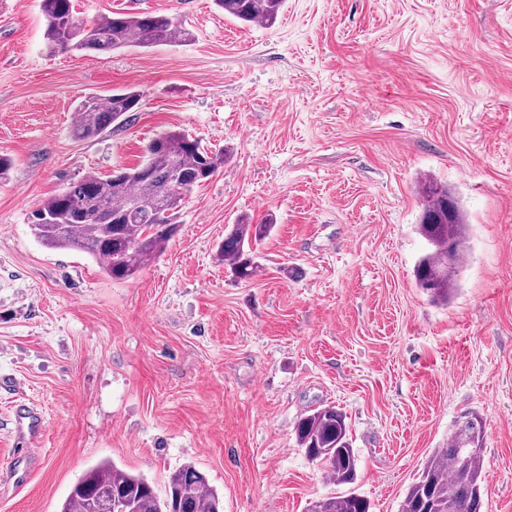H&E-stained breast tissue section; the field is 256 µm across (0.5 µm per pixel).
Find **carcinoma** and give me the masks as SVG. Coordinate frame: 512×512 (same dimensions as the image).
<instances>
[{
  "label": "carcinoma",
  "mask_w": 512,
  "mask_h": 512,
  "mask_svg": "<svg viewBox=\"0 0 512 512\" xmlns=\"http://www.w3.org/2000/svg\"><path fill=\"white\" fill-rule=\"evenodd\" d=\"M224 14L245 24L272 26L285 0H215ZM44 48L109 53L129 47L153 48L188 42L192 33L173 18L158 13L113 12L89 25L73 12L71 0H40ZM139 94L129 90L81 100L71 135L80 141L97 138L110 125L128 120L138 109ZM224 166V152H213L177 131L164 132L147 147V157L122 176L89 174L61 193L48 196L29 216L34 236L46 247L82 253L100 263L114 280L134 277L162 254L174 238L186 198ZM423 211L418 234L428 249L416 265V286L435 300L446 301L455 289L460 253L466 249L465 216L448 187L426 179L419 187ZM273 225L243 219L219 245V256L238 279L258 270L257 245ZM484 422L468 412L455 422L448 447L426 462L402 503V512H482L485 482L482 449ZM297 445L327 469L338 485L358 480V459L346 415L333 405L317 407L295 425ZM118 496L123 512H222L223 500L205 475L185 464L172 471L164 495L140 475L111 463L88 468L72 485L61 512H98L103 496ZM367 498L354 490L316 500L308 512H370Z\"/></svg>",
  "instance_id": "cac0c4a2"
}]
</instances>
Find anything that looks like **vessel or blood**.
Returning a JSON list of instances; mask_svg holds the SVG:
<instances>
[{
    "instance_id": "vessel-or-blood-1",
    "label": "vessel or blood",
    "mask_w": 512,
    "mask_h": 512,
    "mask_svg": "<svg viewBox=\"0 0 512 512\" xmlns=\"http://www.w3.org/2000/svg\"><path fill=\"white\" fill-rule=\"evenodd\" d=\"M44 416L34 406L20 403L13 407L10 415L11 433L15 441V451L6 472L13 485L20 486L28 481L39 464L38 458L29 450L32 440L44 430Z\"/></svg>"
}]
</instances>
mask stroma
I'll list each match as a JSON object with an SVG mask.
<instances>
[{
    "instance_id": "1",
    "label": "stroma",
    "mask_w": 512,
    "mask_h": 512,
    "mask_svg": "<svg viewBox=\"0 0 512 512\" xmlns=\"http://www.w3.org/2000/svg\"><path fill=\"white\" fill-rule=\"evenodd\" d=\"M92 23L157 12L185 45L48 54L39 0H0V512H59L108 460L164 493L193 464L224 512H307L343 494L295 443L347 417L356 490L400 512L461 415L485 422L484 512H512V0H286L273 26L213 0H72ZM132 88L131 121L71 135L77 101ZM182 131L226 153L169 248L135 278L34 238L28 216ZM467 217L448 304L417 288L421 177ZM273 222L255 277L217 254ZM45 419L39 466L6 479L12 397Z\"/></svg>"
}]
</instances>
